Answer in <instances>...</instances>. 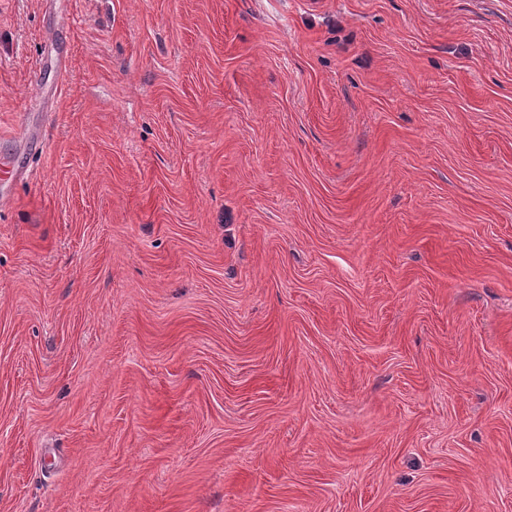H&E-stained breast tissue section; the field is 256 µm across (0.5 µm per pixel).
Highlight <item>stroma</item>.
Returning <instances> with one entry per match:
<instances>
[{"label":"stroma","instance_id":"35a3bbf8","mask_svg":"<svg viewBox=\"0 0 512 512\" xmlns=\"http://www.w3.org/2000/svg\"><path fill=\"white\" fill-rule=\"evenodd\" d=\"M1 196L0 512H512V0H0Z\"/></svg>","mask_w":512,"mask_h":512}]
</instances>
